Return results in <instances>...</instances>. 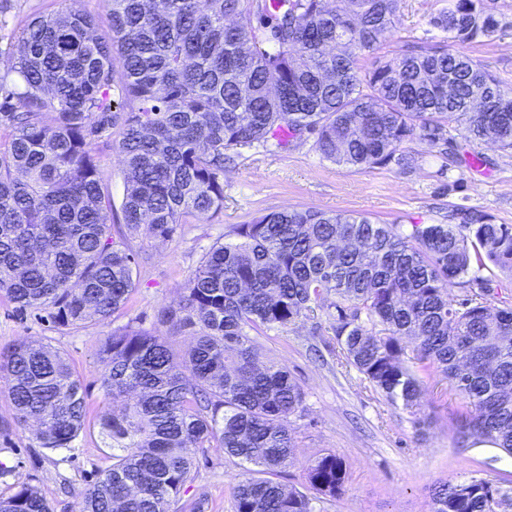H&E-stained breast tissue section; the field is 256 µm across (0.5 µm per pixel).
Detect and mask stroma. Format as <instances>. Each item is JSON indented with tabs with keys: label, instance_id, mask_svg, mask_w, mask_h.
<instances>
[{
	"label": "stroma",
	"instance_id": "1",
	"mask_svg": "<svg viewBox=\"0 0 512 512\" xmlns=\"http://www.w3.org/2000/svg\"><path fill=\"white\" fill-rule=\"evenodd\" d=\"M505 25L498 37L467 45L466 52L512 89V0H489ZM78 7L109 31L107 0H0V54L18 49L20 31L33 19ZM448 0H399L395 23L372 49L359 53V73L402 50L442 40L431 17ZM314 135L305 133L272 151L242 152L224 165V208L215 215L188 217L167 239L147 229L127 240L136 264V288L129 301L104 322L80 328L55 325L46 313L20 316L0 294V349L37 340L59 350L80 375L87 392L90 426L68 449L40 445L31 431L15 428L12 405L0 381V492L26 482L36 486L53 512H77V498L107 468L110 450L96 426L105 411L99 349L105 336L133 326L173 335L187 349L190 330L171 334L160 320L176 304L189 276L210 249L227 241L232 225L282 209L317 208L355 212L385 224H444L451 212L477 209L497 223L512 224V152L483 142L467 146V160L450 162L445 145L416 140L406 145L410 165L348 169L322 157ZM114 204H121L124 181L116 138L93 144ZM254 342L263 357L287 367L304 391L301 413L293 416L297 459L281 477L302 486L306 468L318 454L332 451L345 462L340 497L315 501L316 512H430V491L440 482H461L481 471L512 474V456L493 446L457 447L455 417L462 400L448 380L423 375L419 406L388 402L341 355L324 312L300 317L284 329L264 330ZM193 479L171 512H234L232 486L237 461L222 450L196 448Z\"/></svg>",
	"mask_w": 512,
	"mask_h": 512
}]
</instances>
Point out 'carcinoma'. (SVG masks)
I'll use <instances>...</instances> for the list:
<instances>
[{"label": "carcinoma", "instance_id": "carcinoma-1", "mask_svg": "<svg viewBox=\"0 0 512 512\" xmlns=\"http://www.w3.org/2000/svg\"><path fill=\"white\" fill-rule=\"evenodd\" d=\"M109 37L89 15L32 20L9 58L18 78L0 99V294L62 327L111 317L135 288L132 256L111 232L114 205L92 140L121 126L122 220L169 238L192 215L224 209L226 153L268 148L274 132L316 134L322 156L357 170L408 164L405 144L436 145L458 123L468 143L512 149V92L461 47L502 30L487 0H448L432 19L452 44L379 60L358 53L392 28L399 0H108ZM276 40H258L252 18ZM409 232L353 213L271 211L214 246L161 320L195 329L180 353L167 336L127 326L100 360L109 408L99 433L111 467L78 494V512H170L195 468L190 448L238 459L235 512H314L277 481L296 459L291 417L304 393L260 358L251 333L326 312L341 354L386 400L419 405L418 372L442 374L463 400L461 446L512 455V225L483 211ZM489 277L460 302L472 268ZM413 356L405 358L407 342ZM13 423L38 425L44 448L86 429L80 376L49 345L0 352ZM346 467L332 452L307 467L308 489L336 498ZM0 512H52L21 483ZM431 512H512V480L472 476L432 488Z\"/></svg>", "mask_w": 512, "mask_h": 512}]
</instances>
